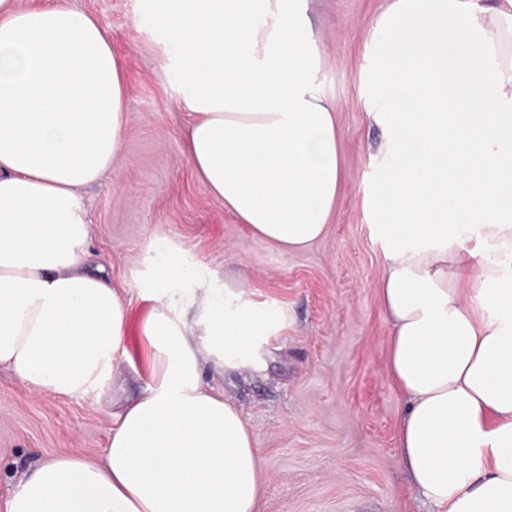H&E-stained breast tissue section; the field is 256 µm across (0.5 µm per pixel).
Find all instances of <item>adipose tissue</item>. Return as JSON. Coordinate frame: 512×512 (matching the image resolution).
I'll use <instances>...</instances> for the list:
<instances>
[{
	"mask_svg": "<svg viewBox=\"0 0 512 512\" xmlns=\"http://www.w3.org/2000/svg\"><path fill=\"white\" fill-rule=\"evenodd\" d=\"M137 12L178 77L199 180L283 253L322 238L341 169L301 0ZM376 25L384 165L368 209L390 244L377 293L399 458L429 512H512V0H392ZM128 112L96 16L0 0V367L38 392L101 393L127 355L129 308L91 268L83 190L116 169ZM181 275H156L149 382L114 412L104 458L37 465L0 512H259L254 435L201 364H250L284 317L228 287L189 327L164 292Z\"/></svg>",
	"mask_w": 512,
	"mask_h": 512,
	"instance_id": "ef3b65f1",
	"label": "adipose tissue"
}]
</instances>
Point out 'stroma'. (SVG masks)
Segmentation results:
<instances>
[{"label": "stroma", "mask_w": 512, "mask_h": 512, "mask_svg": "<svg viewBox=\"0 0 512 512\" xmlns=\"http://www.w3.org/2000/svg\"><path fill=\"white\" fill-rule=\"evenodd\" d=\"M103 23L123 62L129 120L116 172L85 198L89 249L130 308L131 358L102 394L67 399L35 392L0 369V498L43 460H100L112 412L145 389L150 349L138 328L151 307L142 286L178 261L172 293L189 321L205 293L245 281L252 301L281 311L285 326L263 338L254 367L205 365L251 427L263 469L260 512H425L399 461L404 400L387 371L389 323L375 285L387 245L373 233L366 199L383 130L367 112V73L391 0H306L323 65L317 91L336 107L342 180L326 235L283 254L253 236L210 195L186 157L191 118L174 73L141 28L136 0H67Z\"/></svg>", "instance_id": "obj_1"}]
</instances>
